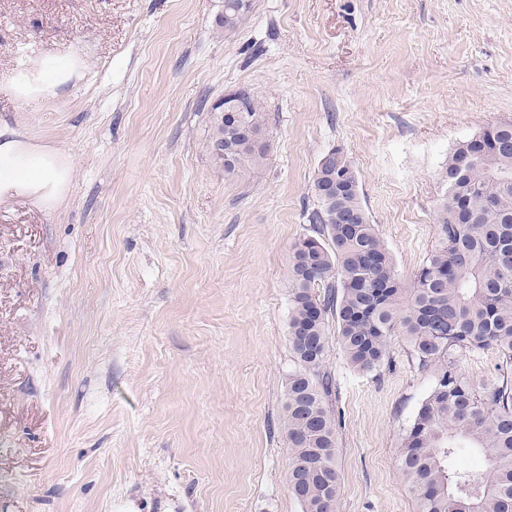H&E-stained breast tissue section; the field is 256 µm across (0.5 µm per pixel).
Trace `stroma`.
<instances>
[{
  "instance_id": "35a3bbf8",
  "label": "stroma",
  "mask_w": 512,
  "mask_h": 512,
  "mask_svg": "<svg viewBox=\"0 0 512 512\" xmlns=\"http://www.w3.org/2000/svg\"><path fill=\"white\" fill-rule=\"evenodd\" d=\"M0 0V121L59 149L64 204L0 203V512H302L284 385L292 245L342 148L411 286L449 152L512 123V0ZM77 57L62 89L14 79ZM269 111L260 173L225 174L211 109ZM374 375L326 361L337 512H415L397 449L433 386L394 337ZM244 1H249V3L246 4ZM238 2L239 0H224V20L222 19L219 22V26L224 28V31H233L252 8L250 0H241L240 10L238 11ZM69 59L44 57L31 70L14 80V91L20 102L41 98L50 88H61L72 78L75 70Z\"/></svg>"
}]
</instances>
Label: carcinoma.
I'll return each instance as SVG.
<instances>
[{"mask_svg":"<svg viewBox=\"0 0 512 512\" xmlns=\"http://www.w3.org/2000/svg\"><path fill=\"white\" fill-rule=\"evenodd\" d=\"M251 8L224 0L219 26L234 30ZM247 95L248 111L211 122L207 147L228 175L259 170L270 147L260 144L269 114ZM443 177L438 243L406 288L344 151L317 170L313 234L290 253L288 340L298 369L285 381L282 423L303 512H335L340 492L336 382L325 367L331 347L373 374L394 336L411 343L435 381L397 451L417 512H512V379L476 384L459 368L460 356L488 347L512 368V124L459 143ZM463 450L482 457L483 472L454 466Z\"/></svg>","mask_w":512,"mask_h":512,"instance_id":"cac0c4a2","label":"carcinoma"}]
</instances>
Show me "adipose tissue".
<instances>
[{
	"mask_svg": "<svg viewBox=\"0 0 512 512\" xmlns=\"http://www.w3.org/2000/svg\"><path fill=\"white\" fill-rule=\"evenodd\" d=\"M74 72L70 60L42 58L15 78L16 97L22 102L41 98L49 89L65 86ZM71 180L72 170L60 150L22 143L0 124V202L23 197L56 206L64 202Z\"/></svg>",
	"mask_w": 512,
	"mask_h": 512,
	"instance_id": "adipose-tissue-1",
	"label": "adipose tissue"
}]
</instances>
